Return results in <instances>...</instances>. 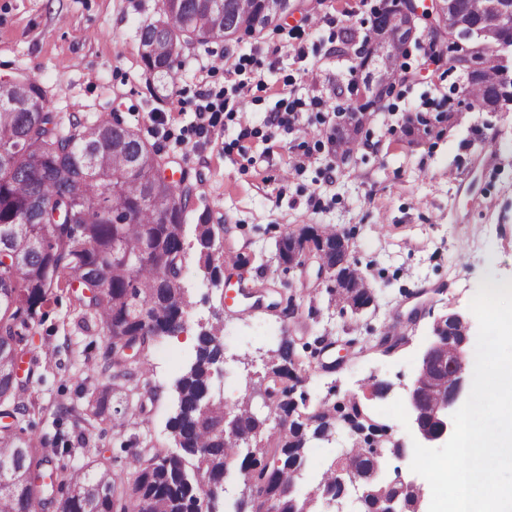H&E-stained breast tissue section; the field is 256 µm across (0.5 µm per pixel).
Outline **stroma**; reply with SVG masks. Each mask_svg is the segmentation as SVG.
Here are the masks:
<instances>
[{
  "label": "stroma",
  "instance_id": "1",
  "mask_svg": "<svg viewBox=\"0 0 512 512\" xmlns=\"http://www.w3.org/2000/svg\"><path fill=\"white\" fill-rule=\"evenodd\" d=\"M381 0H319L257 36L185 51L180 78L146 76L139 32L159 19L161 0H0V78L29 75L47 89V105L63 118L119 119L160 148L170 168L196 175V209L223 225V247L256 253L263 267L242 270L224 302L210 297L194 260L183 283L193 310L177 336L155 338L131 363L132 399L114 396L137 424L75 423L97 386L117 372L110 343L93 322H82L71 296L55 293L29 336V355L42 380L26 387L35 413L26 433L69 452L58 463L81 467L101 460L133 477L144 449L172 445L166 427L175 410V385L195 357L197 321L222 306L223 375L214 389L225 403L245 394L247 372L265 374V354L283 338L313 364L304 374L310 405L364 397L370 415L405 447L417 439L406 395L431 336L434 319L469 314L480 283L512 279V111L490 112L463 92L461 72L428 63V47L401 51L400 78L369 112L351 161L329 150L339 104L365 76L355 52L337 54L344 29L365 33ZM247 83L238 98L234 88ZM224 98L212 126L198 129L200 93ZM455 109L451 123L408 132L416 115L434 118ZM274 112L297 113L295 129L271 128ZM329 224L343 230L374 306L341 312L316 266L284 268L276 259L284 232ZM387 391L371 395L373 384ZM355 440L343 425L309 442L296 479L307 494Z\"/></svg>",
  "mask_w": 512,
  "mask_h": 512
}]
</instances>
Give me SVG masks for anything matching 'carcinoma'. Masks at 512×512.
<instances>
[{"mask_svg":"<svg viewBox=\"0 0 512 512\" xmlns=\"http://www.w3.org/2000/svg\"><path fill=\"white\" fill-rule=\"evenodd\" d=\"M265 0H162V19L141 28V60L149 74L174 77L179 52L191 34L221 39L226 34L252 35L265 29ZM486 0H456L471 22L485 16ZM396 9L376 12L362 38L361 66L380 61L388 47L380 32L389 27ZM448 69L468 72L466 93L478 105L490 107L503 85L501 52L471 45L464 53L448 45L432 59ZM0 100V358L22 359L32 323L56 291L73 292L78 309L92 314L114 347L132 345L141 351L156 336L170 335L180 320L169 304L158 260L184 248L167 225L183 224L195 206V185L187 173L169 179L158 150L147 145L119 120L71 118L64 124L47 110V91L36 81L21 79ZM197 243L196 263L217 270L219 256L211 242L206 216ZM337 230L330 225H307L300 234L312 243L314 255L331 259ZM356 301H375L358 268H347ZM277 361L267 373L294 381L305 369L293 346L284 339ZM224 354L223 337L196 336L194 362L178 382L185 389L179 409L167 420L174 439L160 459L150 458L136 471L130 486L108 470L69 469L54 463L65 452L48 448L41 438L24 433L16 424L0 426V502L7 512H30L39 501L47 512H193L197 495L195 473L209 461L228 460L240 472L264 481L268 489L291 482L305 463L307 448L299 447L309 427L301 420L300 404L283 398L280 413L295 417L296 428L273 439L259 431L272 452L281 451L279 469L268 470L246 444L231 432L221 433L224 411L216 406L202 417L198 400L205 387L204 365ZM26 382L13 371L0 369V405L15 419L30 412L19 401ZM112 385H103L89 402L91 418L112 420ZM207 448L208 457L187 456L184 448ZM377 457L350 451L339 466L368 468Z\"/></svg>","mask_w":512,"mask_h":512,"instance_id":"cac0c4a2","label":"carcinoma"}]
</instances>
